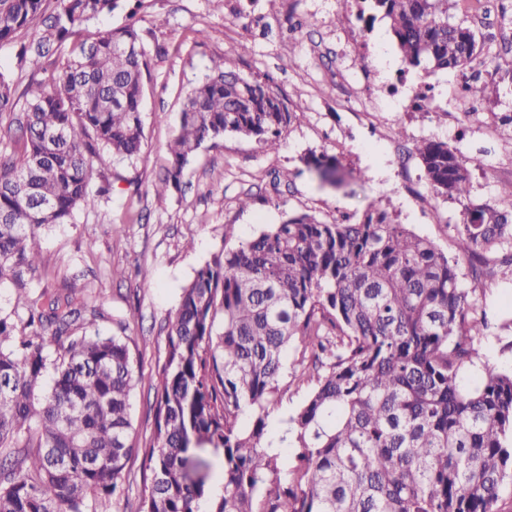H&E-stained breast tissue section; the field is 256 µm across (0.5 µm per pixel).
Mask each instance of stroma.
I'll list each match as a JSON object with an SVG mask.
<instances>
[{
    "instance_id": "35a3bbf8",
    "label": "stroma",
    "mask_w": 512,
    "mask_h": 512,
    "mask_svg": "<svg viewBox=\"0 0 512 512\" xmlns=\"http://www.w3.org/2000/svg\"><path fill=\"white\" fill-rule=\"evenodd\" d=\"M484 37L488 64L481 78L499 82L512 70V0H480L475 14L457 6ZM136 20L143 37L150 78L143 101L144 144L138 159L110 163L112 187L95 208L78 210L73 223L42 229V261L26 277L29 295L56 292L75 283L81 297L100 304L98 328L123 335L145 375H153L165 354L169 317L182 288L210 256L258 235L294 214L331 224L343 216L360 220L368 206L385 209L399 224L432 240L467 270L454 244L458 201L426 185L414 147L423 139L451 142L471 172L473 203L501 206L502 185L512 182V130L493 116L512 113V85L482 101L479 118L459 112L463 79L458 72L424 74L409 67L389 21L376 17L358 27L355 10L339 0H125V6L92 22L110 30ZM374 52L355 61L352 36ZM249 80L265 82L293 118L277 149L236 135L202 144L184 167L178 187L157 196L154 185L170 165L168 145L188 93L210 73L214 59ZM406 73L409 83L437 85L428 115L398 112L367 98L370 87ZM333 155L351 169L338 188L321 184L309 159ZM288 183L274 185L277 172ZM248 199L240 207V199ZM235 236H224L225 225ZM124 233H116V226ZM151 287H140L141 277ZM492 327L481 341L489 362L512 366V282L482 281ZM155 391L138 387L131 397L134 447L153 434Z\"/></svg>"
}]
</instances>
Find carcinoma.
<instances>
[{
	"label": "carcinoma",
	"instance_id": "carcinoma-1",
	"mask_svg": "<svg viewBox=\"0 0 512 512\" xmlns=\"http://www.w3.org/2000/svg\"><path fill=\"white\" fill-rule=\"evenodd\" d=\"M46 2L0 0V44L37 28L19 49L34 71L78 35L61 71L20 93L0 72V114L24 100L22 150L0 154V282L19 286L28 311L21 328L0 314V512H100L135 452L130 399L145 376L122 337L96 327L97 307L32 298L23 276L38 266L41 228L109 193L91 187L93 160L139 155L150 70L135 24L88 30L121 0H56L50 14ZM367 2L410 66L484 65L473 28L453 21L457 0ZM464 89L496 92L473 73ZM291 119L266 83L213 62L185 100L155 192L178 186L205 141L229 133L275 148ZM415 153L430 189L463 203L454 241L472 277L495 275L490 253L512 272L508 213L468 202L471 174L448 142L425 139ZM312 164L331 186L350 176L334 156ZM489 328L458 261L372 205L358 222L303 214L213 253L169 322L138 512H499L512 484V368L484 360L476 340ZM468 372L481 382L464 386ZM287 376L309 391L274 432ZM208 448L224 466L216 498L197 455Z\"/></svg>",
	"mask_w": 512,
	"mask_h": 512
}]
</instances>
